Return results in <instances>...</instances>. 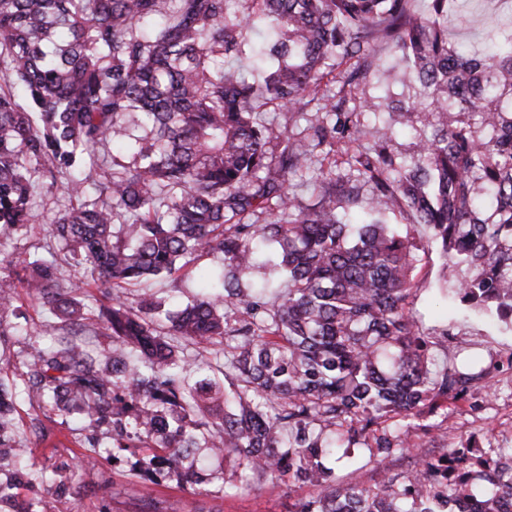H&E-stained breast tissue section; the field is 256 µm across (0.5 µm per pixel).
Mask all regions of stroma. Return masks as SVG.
<instances>
[{
  "mask_svg": "<svg viewBox=\"0 0 512 512\" xmlns=\"http://www.w3.org/2000/svg\"><path fill=\"white\" fill-rule=\"evenodd\" d=\"M499 0H472L465 23L449 19L452 40L465 41L482 48L494 18L500 13ZM404 65L385 44L374 46L373 64L366 80L356 86H343L340 78L327 77L325 85L344 90L347 106L357 126L356 141H337L332 150L317 148L310 168L298 172L293 182L302 203L316 200L320 192L319 172L335 178L353 176L348 161L355 151L371 148L383 128L394 132L391 150L401 159L413 156L422 127L420 111L393 108L395 100L409 98L413 90L402 81ZM67 199L57 191L35 188L31 205L39 217L33 227L24 229L12 240L0 245L4 254L37 252L46 243L47 229L67 206ZM443 260L438 251L423 255L415 277L409 308L422 327L433 335H447L448 354L457 362H473L475 368L489 369V390L480 409L468 404L449 409L440 430L432 434L412 435L415 455H434L446 448L470 443L481 448H512V326L489 319L459 306L452 290L442 279ZM18 428L15 438L23 442L29 455L41 464L52 466L69 463L85 454L89 444L105 437L104 430L70 432L60 416L48 414L42 424L45 439L30 433L31 408L25 401L17 403ZM134 456L120 462L106 459L80 479L65 480L61 488L49 490L38 484L20 487L19 496L26 501H41L51 512H66L70 499H79L81 512H139L142 488L128 471ZM154 493L165 512H288L298 497L309 495V488L288 489L285 485L266 483L248 494L233 496L196 495L178 487L175 480L159 477Z\"/></svg>",
  "mask_w": 512,
  "mask_h": 512,
  "instance_id": "1",
  "label": "stroma"
}]
</instances>
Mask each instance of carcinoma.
I'll return each mask as SVG.
<instances>
[{
    "label": "carcinoma",
    "instance_id": "1",
    "mask_svg": "<svg viewBox=\"0 0 512 512\" xmlns=\"http://www.w3.org/2000/svg\"><path fill=\"white\" fill-rule=\"evenodd\" d=\"M411 2L0 0V241L38 221L35 185L69 201L49 226L55 246L0 274V339L19 288L59 319L21 384L0 379V456L13 463L0 507L22 481L63 478L13 438L20 397L111 426L112 459L136 457L140 512H159L162 474L202 489L200 450L224 464L226 496L267 481L315 488L288 512H512V448L391 468L413 430L441 427L421 419L485 391L484 371L438 362L448 333L426 334L410 313L421 255L440 245L459 302L512 324V11L488 35L495 51L472 53L448 42L456 0H430L425 15ZM256 28L270 32L257 51L269 66L251 81L224 59ZM377 42L406 63L427 133L408 161L389 129L351 157L369 197L324 175L304 205L292 175L312 149L357 134L352 113L331 98L305 144L257 118L258 104L303 111L339 60L344 84L360 82ZM402 209L426 240L386 223ZM209 255L220 266L176 312L129 292L189 277ZM94 289L107 303L90 320ZM100 345L109 368L90 350ZM361 449L382 477L336 479V461Z\"/></svg>",
    "mask_w": 512,
    "mask_h": 512
}]
</instances>
